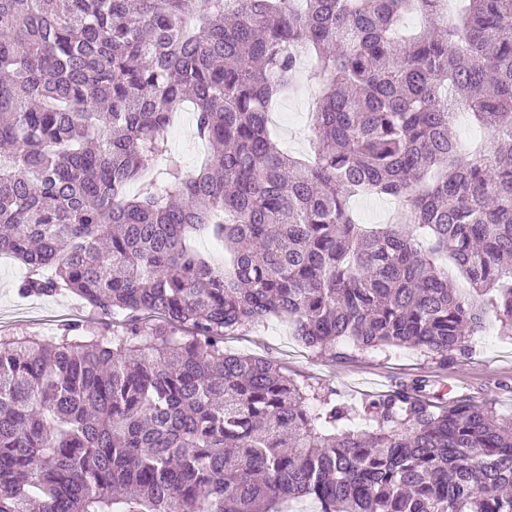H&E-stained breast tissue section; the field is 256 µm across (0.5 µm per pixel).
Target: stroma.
Returning a JSON list of instances; mask_svg holds the SVG:
<instances>
[{
    "label": "stroma",
    "instance_id": "obj_1",
    "mask_svg": "<svg viewBox=\"0 0 512 512\" xmlns=\"http://www.w3.org/2000/svg\"><path fill=\"white\" fill-rule=\"evenodd\" d=\"M323 81L317 69H307L273 110L272 129L290 153L305 155L310 151L308 136L299 134L298 129ZM192 118L191 109L178 113L174 126L180 135L169 140L172 155L187 171L200 166L207 154L206 145L193 134ZM24 273V266L16 260L0 262L1 334L50 336L68 321H98V314L67 292L18 299L14 288ZM224 347L235 354L271 359L298 383L332 388L340 399L352 405L366 395L423 377L434 383L440 393L489 402L499 412L512 414V338L499 335L493 326L478 337L472 354L448 364L410 348L368 350L335 360L306 348L291 335L287 325L274 320L246 335L229 337Z\"/></svg>",
    "mask_w": 512,
    "mask_h": 512
}]
</instances>
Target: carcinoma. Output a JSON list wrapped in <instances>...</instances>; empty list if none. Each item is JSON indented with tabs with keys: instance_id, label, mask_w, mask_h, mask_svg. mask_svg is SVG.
Returning a JSON list of instances; mask_svg holds the SVG:
<instances>
[{
	"instance_id": "1",
	"label": "carcinoma",
	"mask_w": 512,
	"mask_h": 512,
	"mask_svg": "<svg viewBox=\"0 0 512 512\" xmlns=\"http://www.w3.org/2000/svg\"><path fill=\"white\" fill-rule=\"evenodd\" d=\"M464 2L0 0V254L20 297L102 318L0 336V512H512V415L422 377L352 406L224 348L270 320L442 363L490 315L512 336V0ZM307 54L312 161L268 128ZM187 102L191 174L167 144ZM364 194L396 222L357 223ZM191 246L204 258L215 263H224V248L213 238L205 233H201L192 237Z\"/></svg>"
}]
</instances>
